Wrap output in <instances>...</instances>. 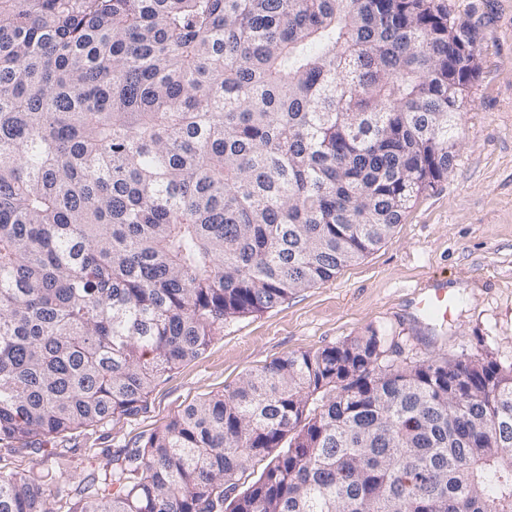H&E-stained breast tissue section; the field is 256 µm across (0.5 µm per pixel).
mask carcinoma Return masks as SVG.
I'll list each match as a JSON object with an SVG mask.
<instances>
[{"instance_id":"cac0c4a2","label":"carcinoma","mask_w":512,"mask_h":512,"mask_svg":"<svg viewBox=\"0 0 512 512\" xmlns=\"http://www.w3.org/2000/svg\"><path fill=\"white\" fill-rule=\"evenodd\" d=\"M447 0H0V440L136 414L224 323L333 279L447 177ZM512 363L376 331L189 404L0 512H512ZM270 458L242 494L239 475Z\"/></svg>"}]
</instances>
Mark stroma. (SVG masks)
<instances>
[{
	"mask_svg": "<svg viewBox=\"0 0 512 512\" xmlns=\"http://www.w3.org/2000/svg\"><path fill=\"white\" fill-rule=\"evenodd\" d=\"M475 31L480 73L462 116L448 176L424 193L393 236L330 281L264 312L226 322L197 357L164 374L141 410L88 426L34 450L0 441V465L88 474L137 447L186 405L223 394L249 372L375 330L399 361L481 358L512 362V0H449ZM443 283L448 320L416 308L424 287Z\"/></svg>",
	"mask_w": 512,
	"mask_h": 512,
	"instance_id": "stroma-1",
	"label": "stroma"
}]
</instances>
